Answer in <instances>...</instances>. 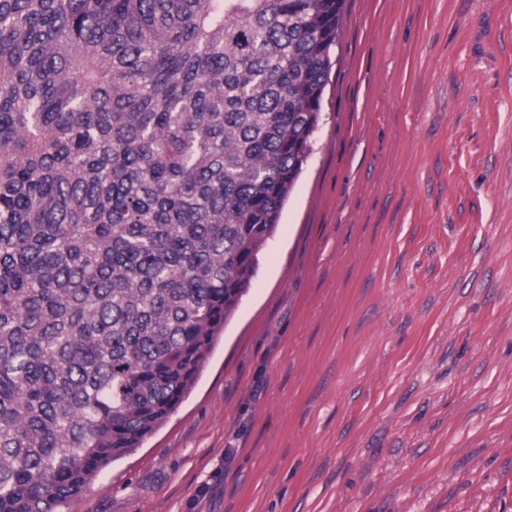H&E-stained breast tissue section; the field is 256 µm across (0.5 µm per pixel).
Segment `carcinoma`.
<instances>
[{"label": "carcinoma", "instance_id": "obj_1", "mask_svg": "<svg viewBox=\"0 0 512 512\" xmlns=\"http://www.w3.org/2000/svg\"><path fill=\"white\" fill-rule=\"evenodd\" d=\"M345 0H0V512L195 385L312 152Z\"/></svg>", "mask_w": 512, "mask_h": 512}]
</instances>
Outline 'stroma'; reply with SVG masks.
<instances>
[{"label": "stroma", "instance_id": "obj_1", "mask_svg": "<svg viewBox=\"0 0 512 512\" xmlns=\"http://www.w3.org/2000/svg\"><path fill=\"white\" fill-rule=\"evenodd\" d=\"M189 397L58 512H512V0H346Z\"/></svg>", "mask_w": 512, "mask_h": 512}]
</instances>
